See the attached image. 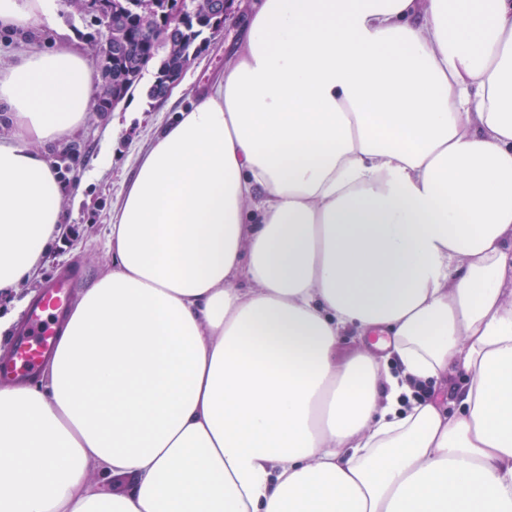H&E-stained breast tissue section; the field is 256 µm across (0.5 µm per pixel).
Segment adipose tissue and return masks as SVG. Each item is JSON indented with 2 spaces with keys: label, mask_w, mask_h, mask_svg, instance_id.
I'll use <instances>...</instances> for the list:
<instances>
[{
  "label": "adipose tissue",
  "mask_w": 512,
  "mask_h": 512,
  "mask_svg": "<svg viewBox=\"0 0 512 512\" xmlns=\"http://www.w3.org/2000/svg\"><path fill=\"white\" fill-rule=\"evenodd\" d=\"M59 9L0 0L5 296L94 105L31 36ZM108 247L46 380L0 386V512H512V0H257Z\"/></svg>",
  "instance_id": "ef3b65f1"
}]
</instances>
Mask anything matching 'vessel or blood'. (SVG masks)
Segmentation results:
<instances>
[{
  "mask_svg": "<svg viewBox=\"0 0 512 512\" xmlns=\"http://www.w3.org/2000/svg\"><path fill=\"white\" fill-rule=\"evenodd\" d=\"M78 278V271L70 269L48 283L29 311L26 329L15 334L9 357L0 362V375L32 376L54 352L60 320L71 306Z\"/></svg>",
  "mask_w": 512,
  "mask_h": 512,
  "instance_id": "obj_1",
  "label": "vessel or blood"
}]
</instances>
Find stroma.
Masks as SVG:
<instances>
[{
  "label": "stroma",
  "instance_id": "stroma-1",
  "mask_svg": "<svg viewBox=\"0 0 512 512\" xmlns=\"http://www.w3.org/2000/svg\"><path fill=\"white\" fill-rule=\"evenodd\" d=\"M235 40L236 25L230 20L215 35L209 49L186 69L179 95L157 102L141 94L119 104L114 111L87 113L68 142L79 145L81 155L76 165L92 172L93 177L81 195L66 193L67 229L52 245L37 274L21 287L17 299L31 301L50 279L72 264L80 265L86 273L85 280L73 290L77 298L111 270L112 254L106 245L108 224L140 157L156 132L188 107L196 93L223 78L227 48ZM106 141L111 144L112 163L103 168L99 155ZM14 300L1 296L0 312L10 311Z\"/></svg>",
  "mask_w": 512,
  "mask_h": 512
}]
</instances>
